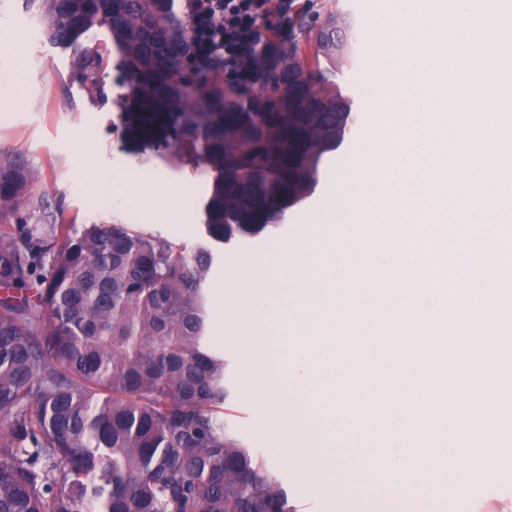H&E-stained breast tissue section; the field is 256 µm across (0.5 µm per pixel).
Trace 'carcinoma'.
Masks as SVG:
<instances>
[{"instance_id": "cac0c4a2", "label": "carcinoma", "mask_w": 512, "mask_h": 512, "mask_svg": "<svg viewBox=\"0 0 512 512\" xmlns=\"http://www.w3.org/2000/svg\"><path fill=\"white\" fill-rule=\"evenodd\" d=\"M44 37L74 47L99 86L104 55L78 43L109 30L126 80L122 132L212 174L205 239L187 253L129 224H65L52 211L0 234V512H293L276 474L227 428L224 357L209 336V243L282 223L342 142L322 124L352 102L351 17L329 12L291 40L257 47L264 91L196 75L189 14L176 0H30ZM35 171L0 158V212L25 202Z\"/></svg>"}]
</instances>
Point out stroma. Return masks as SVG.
I'll return each instance as SVG.
<instances>
[{"label":"stroma","instance_id":"obj_1","mask_svg":"<svg viewBox=\"0 0 512 512\" xmlns=\"http://www.w3.org/2000/svg\"><path fill=\"white\" fill-rule=\"evenodd\" d=\"M378 0H306L303 9L290 11L278 26V38H303L297 19L312 22L333 10L350 13L357 28H365L369 13ZM13 53L0 51V73L15 66L16 54L26 55L28 69L18 80L20 99L14 108L0 109V155L25 158L38 177L29 189L24 210L1 219L7 225L33 224L46 211L60 213L67 224H129L135 229L167 238L178 246L193 248L202 236V201L210 190V174L179 166L154 152H136L124 138L119 126L121 110V74L114 64H105L99 87L84 82L73 66L71 49L41 42L29 45L22 31H13ZM376 52L372 43L357 49L353 68L346 71L344 83L354 98L356 122L369 113L364 85L370 71V59ZM123 165L131 166L138 179L150 183L161 179L182 186L191 201L190 210L167 215L154 205L132 204L118 207L100 205L99 194L92 190L88 170L103 172ZM330 184L321 179L316 193L290 206L284 224L271 233L245 240L232 248L214 249V264L209 281V299L217 301L230 286V262L244 257L272 270L274 258L283 243L295 234L307 231L323 206ZM214 348L228 360L236 376L233 393L224 403V421L248 448L264 460H274L273 426L264 406L254 398L252 386L242 377L244 361L234 341L218 318L210 320ZM275 473L288 488L297 512H390L375 486L367 485L351 498L327 497L318 480H300L286 463H276ZM437 512H512V470L474 490L469 499H448Z\"/></svg>","mask_w":512,"mask_h":512}]
</instances>
